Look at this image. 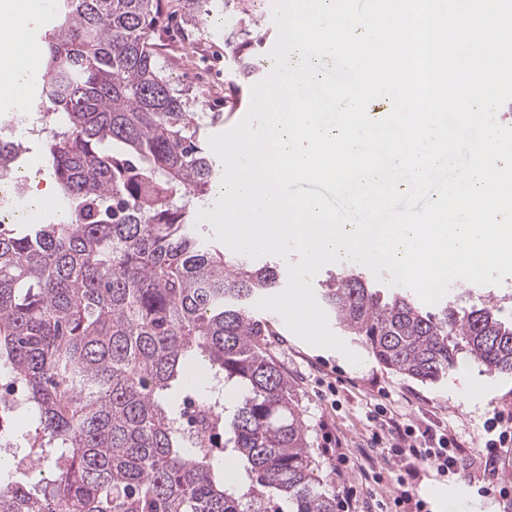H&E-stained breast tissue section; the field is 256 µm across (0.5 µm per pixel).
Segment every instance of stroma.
Listing matches in <instances>:
<instances>
[{
	"mask_svg": "<svg viewBox=\"0 0 512 512\" xmlns=\"http://www.w3.org/2000/svg\"><path fill=\"white\" fill-rule=\"evenodd\" d=\"M191 0H162L149 34L172 88L188 95L195 112L218 113L210 134L235 122L231 105L246 99L255 83L272 71L268 47L277 27L268 24L272 0H212L204 22L192 19ZM268 318L274 334L268 351L295 391L309 428V452L320 477L338 493L350 482L356 498L336 512H378L391 503L399 475L394 454L373 452L369 444L383 416L408 424L455 430L470 448L481 446L482 425L493 413H512V377L491 375L476 363L434 384L406 378L380 364L360 344L361 365L335 351L313 347L290 332L276 313ZM342 441L326 450V437ZM430 512H512V499L478 495L458 476L426 472L413 487Z\"/></svg>",
	"mask_w": 512,
	"mask_h": 512,
	"instance_id": "1",
	"label": "stroma"
}]
</instances>
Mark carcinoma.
I'll list each match as a JSON object with an SVG mask.
<instances>
[{
  "label": "carcinoma",
  "mask_w": 512,
  "mask_h": 512,
  "mask_svg": "<svg viewBox=\"0 0 512 512\" xmlns=\"http://www.w3.org/2000/svg\"><path fill=\"white\" fill-rule=\"evenodd\" d=\"M161 0H59L39 71L45 152L66 210L0 220V371L26 386L28 439L50 476L0 479V512H336L314 475L308 428L268 353L253 302L283 287L275 260L245 261L196 232L220 182L205 113L170 87L148 30ZM0 141V178L21 152ZM323 309L390 370L421 383L465 354L512 376V318L452 292L433 308L376 287L361 267L320 284ZM240 399L217 414L224 454L192 450L168 393L189 364Z\"/></svg>",
  "instance_id": "cac0c4a2"
}]
</instances>
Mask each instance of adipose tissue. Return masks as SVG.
I'll use <instances>...</instances> for the list:
<instances>
[{
    "mask_svg": "<svg viewBox=\"0 0 512 512\" xmlns=\"http://www.w3.org/2000/svg\"><path fill=\"white\" fill-rule=\"evenodd\" d=\"M53 0H6L0 7V96L23 108L28 78L39 68L40 50L26 44V30Z\"/></svg>",
    "mask_w": 512,
    "mask_h": 512,
    "instance_id": "1",
    "label": "adipose tissue"
}]
</instances>
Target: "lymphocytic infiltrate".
<instances>
[{"label": "lymphocytic infiltrate", "instance_id": "f902f5d3", "mask_svg": "<svg viewBox=\"0 0 512 512\" xmlns=\"http://www.w3.org/2000/svg\"><path fill=\"white\" fill-rule=\"evenodd\" d=\"M383 434L374 435L375 448H390L400 461L398 491L393 505L399 512H428L424 500L413 498L410 487L420 480L423 472L437 475H463L477 484V494L498 490L502 498L512 497V486L501 481L497 460L501 449L512 446V418L498 415L485 427L488 438L484 448L465 453L455 432L443 428L416 431L410 424L394 419L383 422Z\"/></svg>", "mask_w": 512, "mask_h": 512}]
</instances>
